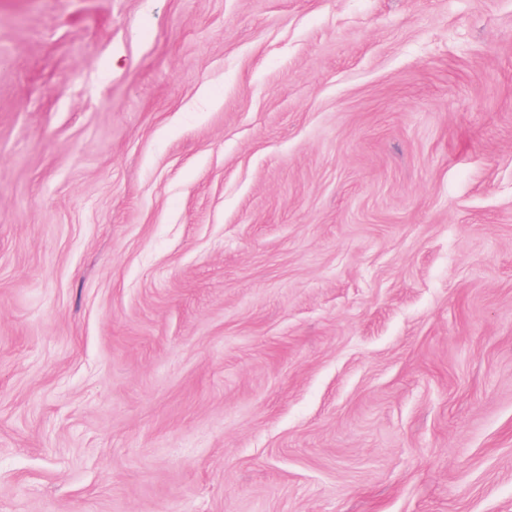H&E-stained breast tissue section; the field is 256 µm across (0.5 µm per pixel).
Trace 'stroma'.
I'll return each mask as SVG.
<instances>
[{
  "instance_id": "obj_1",
  "label": "stroma",
  "mask_w": 512,
  "mask_h": 512,
  "mask_svg": "<svg viewBox=\"0 0 512 512\" xmlns=\"http://www.w3.org/2000/svg\"><path fill=\"white\" fill-rule=\"evenodd\" d=\"M0 512H512V0H0Z\"/></svg>"
}]
</instances>
